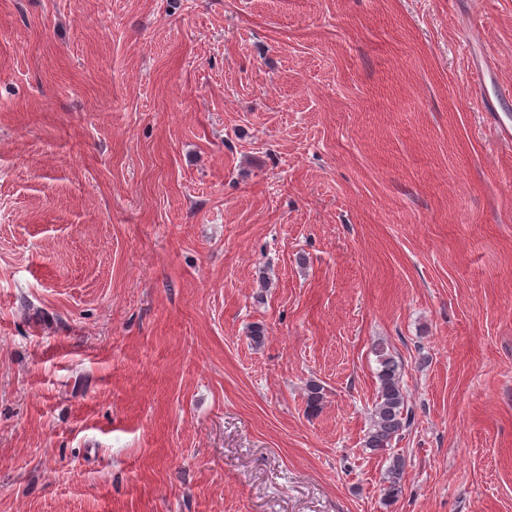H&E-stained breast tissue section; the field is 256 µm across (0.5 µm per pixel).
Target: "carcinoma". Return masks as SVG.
Returning a JSON list of instances; mask_svg holds the SVG:
<instances>
[{
    "label": "carcinoma",
    "mask_w": 512,
    "mask_h": 512,
    "mask_svg": "<svg viewBox=\"0 0 512 512\" xmlns=\"http://www.w3.org/2000/svg\"><path fill=\"white\" fill-rule=\"evenodd\" d=\"M379 369V391L371 410V427L364 439V448L380 452L391 446L392 440L412 424V413L406 405L401 384L400 365L381 343L375 348ZM404 462L401 457L392 458L385 480L387 495H398L401 488Z\"/></svg>",
    "instance_id": "1"
}]
</instances>
